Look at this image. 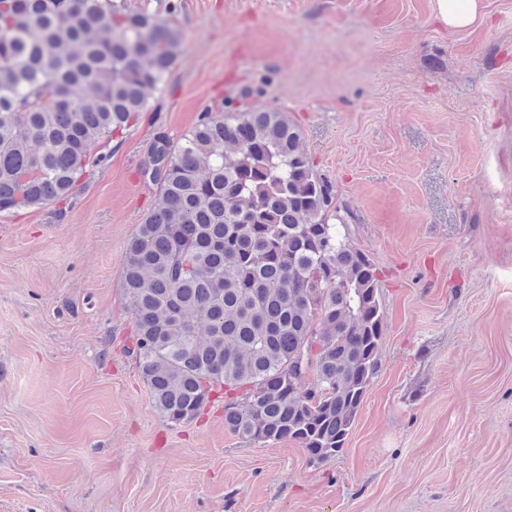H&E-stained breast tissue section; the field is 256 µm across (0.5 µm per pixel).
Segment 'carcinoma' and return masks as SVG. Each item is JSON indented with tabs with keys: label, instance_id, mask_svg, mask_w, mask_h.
I'll use <instances>...</instances> for the list:
<instances>
[{
	"label": "carcinoma",
	"instance_id": "obj_1",
	"mask_svg": "<svg viewBox=\"0 0 512 512\" xmlns=\"http://www.w3.org/2000/svg\"><path fill=\"white\" fill-rule=\"evenodd\" d=\"M182 48L171 22L100 0H0V211L72 195ZM300 141L284 112L257 105L208 110L182 139L157 138L143 171L156 198L121 287L129 352L165 421L222 395L240 438L295 440L323 463L343 450L378 370L383 312L374 264L346 243L333 185Z\"/></svg>",
	"mask_w": 512,
	"mask_h": 512
}]
</instances>
